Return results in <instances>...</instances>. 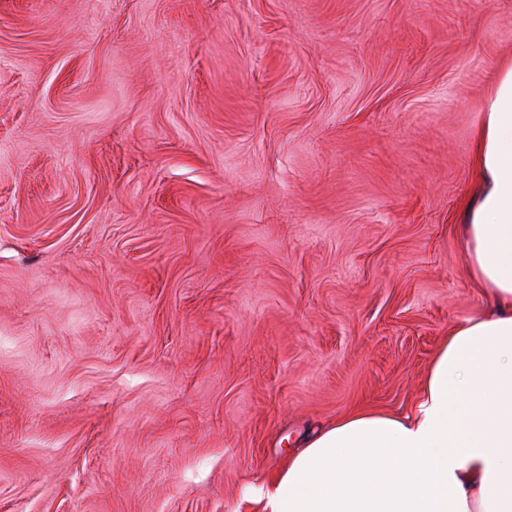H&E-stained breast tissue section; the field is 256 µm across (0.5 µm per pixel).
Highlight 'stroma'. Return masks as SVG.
<instances>
[{
    "mask_svg": "<svg viewBox=\"0 0 512 512\" xmlns=\"http://www.w3.org/2000/svg\"><path fill=\"white\" fill-rule=\"evenodd\" d=\"M512 0H0V512H262L411 411Z\"/></svg>",
    "mask_w": 512,
    "mask_h": 512,
    "instance_id": "35a3bbf8",
    "label": "stroma"
}]
</instances>
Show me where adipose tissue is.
<instances>
[{"mask_svg": "<svg viewBox=\"0 0 512 512\" xmlns=\"http://www.w3.org/2000/svg\"><path fill=\"white\" fill-rule=\"evenodd\" d=\"M475 164L460 234L492 308L449 331L410 413L358 411L310 438L259 488L263 512H512V64Z\"/></svg>", "mask_w": 512, "mask_h": 512, "instance_id": "obj_1", "label": "adipose tissue"}]
</instances>
